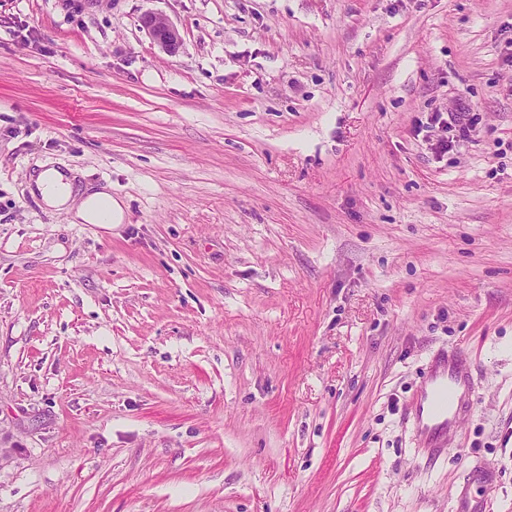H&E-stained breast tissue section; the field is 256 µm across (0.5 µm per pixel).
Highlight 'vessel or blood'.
<instances>
[{
	"label": "vessel or blood",
	"mask_w": 512,
	"mask_h": 512,
	"mask_svg": "<svg viewBox=\"0 0 512 512\" xmlns=\"http://www.w3.org/2000/svg\"><path fill=\"white\" fill-rule=\"evenodd\" d=\"M475 387L460 353L441 349L423 373V384L412 401L409 417L420 450L437 458L448 447V436L458 417L471 409Z\"/></svg>",
	"instance_id": "obj_1"
}]
</instances>
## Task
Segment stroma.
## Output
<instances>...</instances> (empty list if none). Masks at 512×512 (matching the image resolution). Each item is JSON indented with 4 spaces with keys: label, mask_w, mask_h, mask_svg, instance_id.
<instances>
[{
    "label": "stroma",
    "mask_w": 512,
    "mask_h": 512,
    "mask_svg": "<svg viewBox=\"0 0 512 512\" xmlns=\"http://www.w3.org/2000/svg\"><path fill=\"white\" fill-rule=\"evenodd\" d=\"M0 448V512H512V0H0ZM141 26L164 53L173 56L179 52L182 35L180 29L168 18L147 13L141 17ZM463 110L459 108L456 112H448V119L446 120L439 114L435 115V119L448 127V132H455L454 136L456 138L467 140L470 138L471 132L474 131L475 115H470V112ZM31 193L40 196L47 208L73 214L86 224L112 227L121 224L124 206L112 193L100 190L82 192L76 187L74 177L56 167H43L31 180ZM474 396L475 387L461 354L438 350L423 372L422 387L409 409L423 454L433 460L448 450V435L457 418L472 408Z\"/></svg>",
    "instance_id": "35a3bbf8"
}]
</instances>
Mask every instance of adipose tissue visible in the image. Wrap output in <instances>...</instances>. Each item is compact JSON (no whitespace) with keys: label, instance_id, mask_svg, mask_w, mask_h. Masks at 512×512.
<instances>
[{"label":"adipose tissue","instance_id":"obj_1","mask_svg":"<svg viewBox=\"0 0 512 512\" xmlns=\"http://www.w3.org/2000/svg\"><path fill=\"white\" fill-rule=\"evenodd\" d=\"M31 192L38 195L47 208L91 224L109 227L122 223L124 218L123 204L110 192L80 191L74 177L52 166L34 174Z\"/></svg>","mask_w":512,"mask_h":512}]
</instances>
